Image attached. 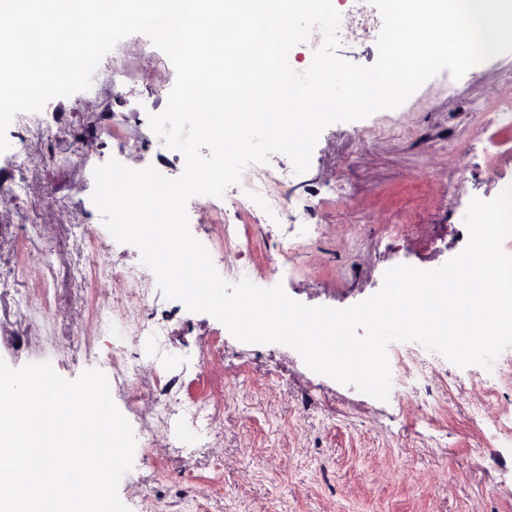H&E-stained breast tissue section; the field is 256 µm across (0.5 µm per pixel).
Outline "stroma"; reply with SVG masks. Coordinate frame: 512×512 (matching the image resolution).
<instances>
[{
	"label": "stroma",
	"instance_id": "obj_1",
	"mask_svg": "<svg viewBox=\"0 0 512 512\" xmlns=\"http://www.w3.org/2000/svg\"><path fill=\"white\" fill-rule=\"evenodd\" d=\"M381 28L365 0L363 24L339 56L373 65ZM507 68L512 53L459 80L444 71L398 108L329 125L309 169L293 174L288 218L247 200L241 183L224 197L188 201L191 234L227 281L279 284L310 306L357 304L397 265L442 266L468 242L470 201L512 185V116L491 124L475 110L512 101ZM174 82L168 57L134 34L102 58L91 89L14 117L0 153V359L13 368L47 361L69 380L87 369L106 375L136 438L118 486L130 512H512V433L498 426L512 416L510 364L443 359L427 380L380 401L314 373L290 347L239 341L213 316L165 299L153 278L146 313L165 335H131L113 316L112 268L139 264L140 253L104 227L93 170L114 158L183 172L182 153L148 123ZM229 208L251 238V257L224 245ZM396 223L405 227L399 240L386 232ZM286 234L295 240L289 271L274 276L268 260ZM202 346L219 359L214 371L197 367ZM139 370L179 378L183 397L222 401L217 447H192L149 401L133 402ZM487 378L490 398L474 385ZM473 405L481 417L469 416Z\"/></svg>",
	"mask_w": 512,
	"mask_h": 512
}]
</instances>
